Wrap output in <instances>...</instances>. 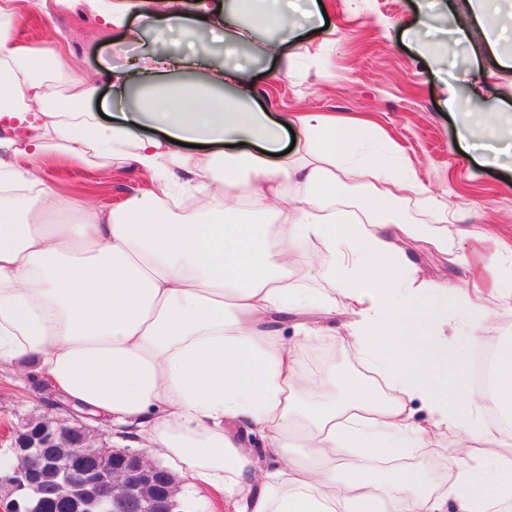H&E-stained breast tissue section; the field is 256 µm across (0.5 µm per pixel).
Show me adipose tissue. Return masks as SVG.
Returning <instances> with one entry per match:
<instances>
[{"instance_id": "ef3b65f1", "label": "adipose tissue", "mask_w": 512, "mask_h": 512, "mask_svg": "<svg viewBox=\"0 0 512 512\" xmlns=\"http://www.w3.org/2000/svg\"><path fill=\"white\" fill-rule=\"evenodd\" d=\"M106 26L133 14L179 25L192 42L224 28L235 44L276 33L266 53L282 58L301 31L291 0H84ZM502 0H462L457 43L494 26L485 50L512 68V10ZM22 0H0V365L35 360L45 382L78 410L145 440L198 482L223 491L233 512H504L512 505V341L499 342L486 384L472 381L471 354L485 295L512 298V247L464 248L442 224H410L380 209L386 199L432 200L397 153L355 158L349 129L368 121L312 112L273 116L254 105L249 65L226 61L206 83L181 80L196 64L179 53L133 58L104 71L120 118L105 125L79 105L95 91L71 76L60 53L42 58L14 27ZM459 137L497 131L512 149V119L465 112ZM294 140L286 149L285 140ZM206 145L208 157L189 155ZM96 160L155 174L153 190L111 210L58 222L71 203L33 183L21 158ZM222 163L223 207L179 219L172 188L208 190ZM366 182L362 212L336 207L344 179ZM425 241L472 278L417 277L402 241ZM321 243L327 290L288 274ZM343 315L342 341L379 383L343 370L305 377L302 343L280 334L282 318L327 323ZM322 392L305 405L304 391ZM426 411L427 425L414 415ZM456 433L469 451L448 465L445 487L407 468H379L425 447L433 431ZM281 465L254 474L265 455Z\"/></svg>"}]
</instances>
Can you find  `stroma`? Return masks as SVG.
I'll return each instance as SVG.
<instances>
[{
	"mask_svg": "<svg viewBox=\"0 0 512 512\" xmlns=\"http://www.w3.org/2000/svg\"><path fill=\"white\" fill-rule=\"evenodd\" d=\"M417 0H322L333 33L302 32L287 43L291 57L277 62L266 57L270 39L260 31L251 43L237 47L248 59L256 79V100L267 112H333L372 121L366 149H397L405 166L439 203L448 207V235L478 237L491 232L512 244V156L483 153L492 142L487 129H476L470 140L457 138L458 118L449 112L445 88L465 93L475 59L462 58L452 40L437 41L436 58L419 56L405 29L416 14ZM133 35L106 28L81 0L64 12L44 16L37 8L24 10L18 37L38 48L64 47L73 77L97 84L84 108L92 115H112V91L103 83L105 67L124 64L127 57L154 51L185 52L189 43L181 29L132 21ZM34 178L67 193L72 202L115 208L144 187V176L116 165L88 162L72 165L45 159L30 164ZM420 278L435 282L466 278L465 269H449L447 259L420 241H409ZM364 374L351 351L331 330L314 325L303 348V368L319 373L326 363ZM55 394L35 377L31 366L0 367V454H7L16 434L28 423L65 418ZM460 454L453 432L436 431L427 451H412L404 459L441 485L448 480V463ZM183 512H227L224 497L210 488L190 486L176 474Z\"/></svg>",
	"mask_w": 512,
	"mask_h": 512,
	"instance_id": "obj_1",
	"label": "stroma"
}]
</instances>
